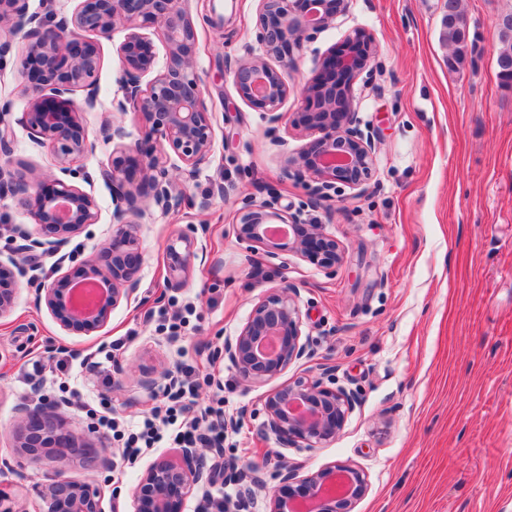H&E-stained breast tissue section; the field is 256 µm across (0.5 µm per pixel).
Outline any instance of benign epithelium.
Returning <instances> with one entry per match:
<instances>
[{
  "label": "benign epithelium",
  "mask_w": 512,
  "mask_h": 512,
  "mask_svg": "<svg viewBox=\"0 0 512 512\" xmlns=\"http://www.w3.org/2000/svg\"><path fill=\"white\" fill-rule=\"evenodd\" d=\"M344 8L345 0H259L263 53L232 70L239 95L270 122L281 121L280 108L290 88L268 58H280L284 50L300 47L303 39L328 28ZM45 9L41 14L30 11L29 0H0V70L15 41L21 40L17 63L31 82L21 91L25 106L17 122L34 143L51 150L64 175L72 174L75 160L95 153L96 142L85 131L82 113L99 103L100 40L110 41L122 29L126 34L118 49L120 95L112 98V111L139 113L143 140L158 145L151 150L139 143L126 146L125 155L101 171L112 186V240L103 248L109 261L83 264L81 280L101 285L92 307L81 308L73 297L74 286L65 285L62 278L41 289L46 307L64 329L88 335L108 323L139 280L140 225L131 216L140 211L141 190L147 189L146 196L163 212L179 199V184L170 177L165 147L182 161L183 173L191 178L210 156L214 128L196 75V30L179 0H80L69 16L56 12L48 0ZM149 25L164 35L162 62L153 41L140 32ZM91 34L95 38H89ZM372 55L369 37L359 31L352 37V50L329 58L306 88L310 108L305 122L315 137L288 157L287 171L309 177L311 196L317 200L331 197L338 183L356 196L365 191L376 144L358 127L353 86ZM151 73L154 77L143 83ZM77 88L85 91L81 101L72 98ZM13 110L14 100L0 99V155L6 157L13 153ZM46 185L30 171L10 162L0 164V198L11 196L33 221L34 230L27 232L30 248L57 255L74 234L97 223L98 207L92 196L62 179H53L50 189ZM237 237L271 259L278 257L275 248L286 240L288 252L316 267L333 271L343 261L327 225L299 223L280 208L272 190L242 216ZM14 265L13 260L8 266L0 260V317L15 303L16 289L4 287L15 281ZM307 355L297 292L292 288L265 296L234 339L224 343V358L252 382L271 379ZM355 404L350 391L320 380H299L267 397L265 430L285 447L322 448L343 430ZM14 448L18 457L44 459L57 470L88 459L99 469L112 464L108 456H89L88 444L70 429L68 420L39 404L19 408ZM204 475L197 448L182 449L178 463H153L133 490V512H180L182 500L192 495ZM278 478L280 489L271 495L268 512H296V505L303 502L313 503L312 512H352L368 489L365 472L350 465L326 466L302 478L286 468ZM41 498L40 512H102L95 489L62 476L44 486Z\"/></svg>",
  "instance_id": "7a95c632"
}]
</instances>
